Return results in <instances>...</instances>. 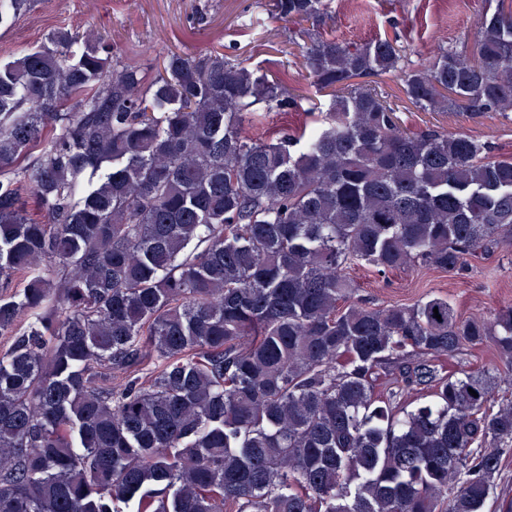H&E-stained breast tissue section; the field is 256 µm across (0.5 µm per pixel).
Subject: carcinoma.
Returning <instances> with one entry per match:
<instances>
[{
    "instance_id": "obj_1",
    "label": "carcinoma",
    "mask_w": 512,
    "mask_h": 512,
    "mask_svg": "<svg viewBox=\"0 0 512 512\" xmlns=\"http://www.w3.org/2000/svg\"><path fill=\"white\" fill-rule=\"evenodd\" d=\"M26 7L0 0V27ZM302 52L317 118L261 136L300 98L222 46L150 75L57 28L0 63V512H483L512 303L375 308L348 269L463 280L512 253V154L409 129L373 81L512 121V4L423 67L386 37ZM483 347L504 371L447 364Z\"/></svg>"
}]
</instances>
